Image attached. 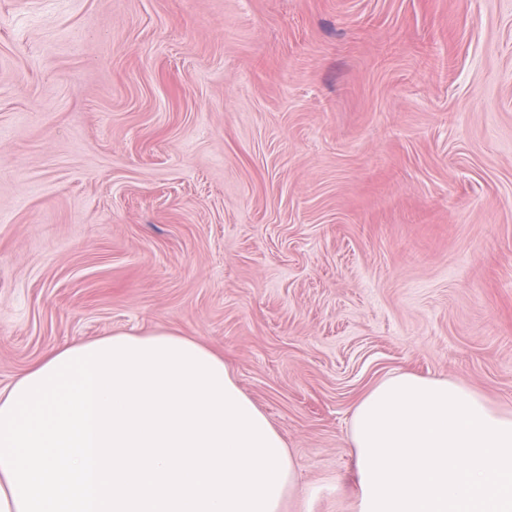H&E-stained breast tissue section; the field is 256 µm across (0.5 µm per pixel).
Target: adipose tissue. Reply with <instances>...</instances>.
<instances>
[{"instance_id": "obj_1", "label": "adipose tissue", "mask_w": 512, "mask_h": 512, "mask_svg": "<svg viewBox=\"0 0 512 512\" xmlns=\"http://www.w3.org/2000/svg\"><path fill=\"white\" fill-rule=\"evenodd\" d=\"M355 512H512V411L397 373L353 407ZM280 431L222 356L175 331L48 351L0 388V512H282Z\"/></svg>"}]
</instances>
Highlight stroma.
<instances>
[{"instance_id":"stroma-1","label":"stroma","mask_w":512,"mask_h":512,"mask_svg":"<svg viewBox=\"0 0 512 512\" xmlns=\"http://www.w3.org/2000/svg\"><path fill=\"white\" fill-rule=\"evenodd\" d=\"M155 330L281 432L285 512H352L388 375L512 409V0H0V387Z\"/></svg>"}]
</instances>
